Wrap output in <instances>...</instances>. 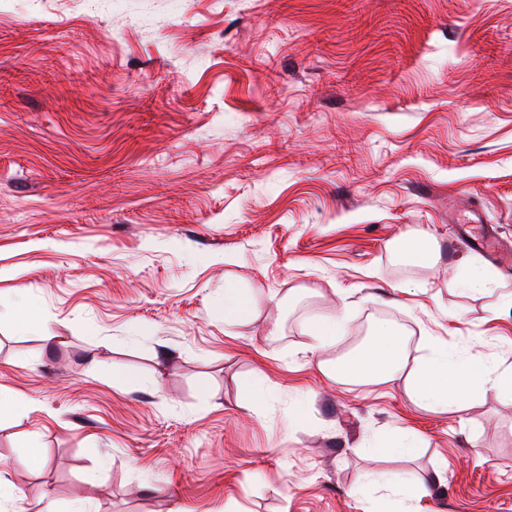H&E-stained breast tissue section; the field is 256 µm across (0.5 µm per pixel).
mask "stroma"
Instances as JSON below:
<instances>
[{
  "instance_id": "35a3bbf8",
  "label": "stroma",
  "mask_w": 512,
  "mask_h": 512,
  "mask_svg": "<svg viewBox=\"0 0 512 512\" xmlns=\"http://www.w3.org/2000/svg\"><path fill=\"white\" fill-rule=\"evenodd\" d=\"M470 208L512 256V0H0V512H512L511 394L322 370L388 322L409 368L433 338L512 374ZM413 233L440 257L403 272ZM242 288H224V321L236 323L253 317L257 312L256 303ZM340 330V322L336 318H327L317 321L310 332L312 343L322 347L335 338Z\"/></svg>"
}]
</instances>
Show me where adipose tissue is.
Wrapping results in <instances>:
<instances>
[{
  "mask_svg": "<svg viewBox=\"0 0 512 512\" xmlns=\"http://www.w3.org/2000/svg\"><path fill=\"white\" fill-rule=\"evenodd\" d=\"M407 362L404 336L393 326L382 323L377 326L371 344L337 361L334 373L360 384L404 379L417 400L442 412L460 409L485 385L512 388V376H492L481 357L473 355L463 360L444 345L431 344L419 370L408 369Z\"/></svg>",
  "mask_w": 512,
  "mask_h": 512,
  "instance_id": "1",
  "label": "adipose tissue"
}]
</instances>
